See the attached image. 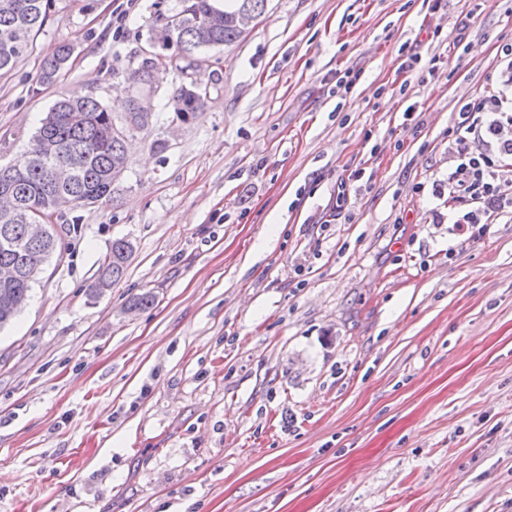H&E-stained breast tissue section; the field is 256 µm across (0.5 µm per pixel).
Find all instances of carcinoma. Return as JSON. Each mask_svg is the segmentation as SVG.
<instances>
[{
    "mask_svg": "<svg viewBox=\"0 0 512 512\" xmlns=\"http://www.w3.org/2000/svg\"><path fill=\"white\" fill-rule=\"evenodd\" d=\"M51 0H0V74L13 70L18 60L31 49L35 35L49 16ZM178 12L156 13L149 23L150 43L154 46L156 65L143 72V79L125 101L124 109L132 115L133 126L148 125L153 113L168 108L183 123L193 121L206 104V93L183 79L171 98L153 104L145 112L138 101L154 97L153 71L155 66L168 65L179 76L200 68L203 50L222 51L240 41L246 23L261 15L265 0H224V10L215 11L209 0H180ZM177 48L169 56L166 51ZM72 46L63 43L56 54L44 60L37 84L56 83L70 58ZM114 119L112 107L92 96L81 99L59 97L31 139L28 150L14 164L0 166L9 175L0 174V189L8 188L23 208H39L52 217L55 201L62 198L72 209L85 208L111 200L114 186L122 178L128 163L126 138L111 133ZM48 136L58 145L57 153L48 163H36L32 154L37 151L41 137ZM60 236L56 229L43 240L27 236L26 225L15 215L0 211V266L12 265L21 271L13 286H0V327L9 323L23 308L35 279L30 273L41 268L53 255ZM132 251L124 239L112 242L110 252L102 262L99 279L92 285L94 293L103 286L121 279Z\"/></svg>",
    "mask_w": 512,
    "mask_h": 512,
    "instance_id": "cac0c4a2",
    "label": "carcinoma"
}]
</instances>
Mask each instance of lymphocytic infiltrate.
Wrapping results in <instances>:
<instances>
[{"label": "lymphocytic infiltrate", "mask_w": 512, "mask_h": 512, "mask_svg": "<svg viewBox=\"0 0 512 512\" xmlns=\"http://www.w3.org/2000/svg\"><path fill=\"white\" fill-rule=\"evenodd\" d=\"M490 90L462 102L448 130V221L456 227L512 216V44Z\"/></svg>", "instance_id": "lymphocytic-infiltrate-1"}]
</instances>
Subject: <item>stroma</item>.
Here are the masks:
<instances>
[{
    "label": "stroma",
    "instance_id": "35a3bbf8",
    "mask_svg": "<svg viewBox=\"0 0 512 512\" xmlns=\"http://www.w3.org/2000/svg\"><path fill=\"white\" fill-rule=\"evenodd\" d=\"M473 7L267 0L206 52L197 118L134 131L113 201L80 209L0 329V512H512V218L447 217L448 129L512 42V0ZM178 8L54 0L0 75V165L59 94L119 108L112 68ZM415 52L440 73L402 70ZM122 238V279L90 294ZM71 52L72 46L70 43L61 44L54 56L44 60L38 75L37 84L39 86H49L56 83L65 69Z\"/></svg>",
    "mask_w": 512,
    "mask_h": 512
}]
</instances>
